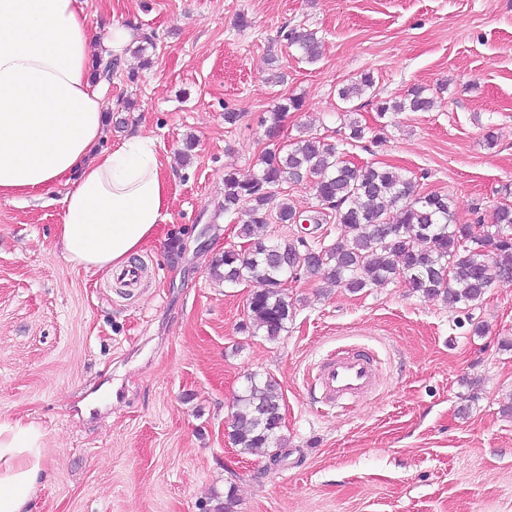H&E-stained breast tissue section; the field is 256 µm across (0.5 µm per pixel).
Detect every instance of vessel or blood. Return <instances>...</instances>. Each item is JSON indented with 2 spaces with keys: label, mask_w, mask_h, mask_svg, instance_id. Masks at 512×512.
Wrapping results in <instances>:
<instances>
[{
  "label": "vessel or blood",
  "mask_w": 512,
  "mask_h": 512,
  "mask_svg": "<svg viewBox=\"0 0 512 512\" xmlns=\"http://www.w3.org/2000/svg\"><path fill=\"white\" fill-rule=\"evenodd\" d=\"M378 368L360 351L334 350L318 367L316 379L326 402L349 405L377 385Z\"/></svg>",
  "instance_id": "1"
}]
</instances>
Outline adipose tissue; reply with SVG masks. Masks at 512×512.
Returning <instances> with one entry per match:
<instances>
[{
    "label": "adipose tissue",
    "mask_w": 512,
    "mask_h": 512,
    "mask_svg": "<svg viewBox=\"0 0 512 512\" xmlns=\"http://www.w3.org/2000/svg\"><path fill=\"white\" fill-rule=\"evenodd\" d=\"M87 0H0V197L64 187L56 231L65 260L112 276L137 256L169 211V185L151 137L118 148L106 136L93 57L123 55L131 31L82 21ZM49 437L21 415L0 414V512H31Z\"/></svg>",
    "instance_id": "obj_1"
}]
</instances>
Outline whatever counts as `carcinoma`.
I'll return each instance as SVG.
<instances>
[{
    "label": "carcinoma",
    "instance_id": "1",
    "mask_svg": "<svg viewBox=\"0 0 512 512\" xmlns=\"http://www.w3.org/2000/svg\"><path fill=\"white\" fill-rule=\"evenodd\" d=\"M283 37L308 61L320 57L322 45L315 32L290 28ZM373 86V75L365 72L342 86L338 97L348 102ZM434 104V97L417 87L403 99L377 102V116L428 112ZM301 108L302 102L294 97L277 102L265 118L269 130L279 127L286 112ZM259 165L256 173L224 175V212L245 208L247 220L240 234L249 247L225 251L212 276L229 285L264 283V290L249 298L248 309L255 327L270 340L279 337L293 314L283 284L301 273L319 275L324 282L353 293L400 280L415 292L443 298L455 309L476 306L494 283L512 281L511 206L497 208L491 230L475 238L470 225L454 219L448 197L417 193L412 180L397 168L349 163L338 146L310 134L285 154L277 148L266 150ZM304 178L311 181L318 200L334 210L346 237L317 247L302 238L283 245L267 242L264 228L271 189ZM276 217L281 224H294L302 215L284 199ZM235 404L229 431L233 445L248 453L274 444L282 428L276 382L249 375Z\"/></svg>",
    "mask_w": 512,
    "mask_h": 512
}]
</instances>
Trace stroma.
Masks as SVG:
<instances>
[{"label": "stroma", "mask_w": 512, "mask_h": 512, "mask_svg": "<svg viewBox=\"0 0 512 512\" xmlns=\"http://www.w3.org/2000/svg\"><path fill=\"white\" fill-rule=\"evenodd\" d=\"M114 19L155 38L150 66L130 51L112 74L103 147L154 139L169 218L130 292L64 260V188L0 200V414L49 434L32 512H512V282L452 309L399 282L352 293L304 274L270 340L249 327L262 283L210 274L248 246L243 215L222 209L224 175L257 171L273 141L262 119L283 97L304 106L279 145L312 134L398 167L484 235L512 205V0H88V28ZM292 27L316 32L319 60L283 40ZM368 71L373 91L342 103L339 88ZM417 86L435 108L384 125L378 101ZM347 110L361 141L345 140ZM272 194L269 213L285 199L320 214L308 243L345 237L310 181ZM340 346L380 361L379 387L347 409L318 403L313 380ZM252 373L277 381L284 419L275 449L243 454L228 431Z\"/></svg>", "instance_id": "obj_1"}]
</instances>
